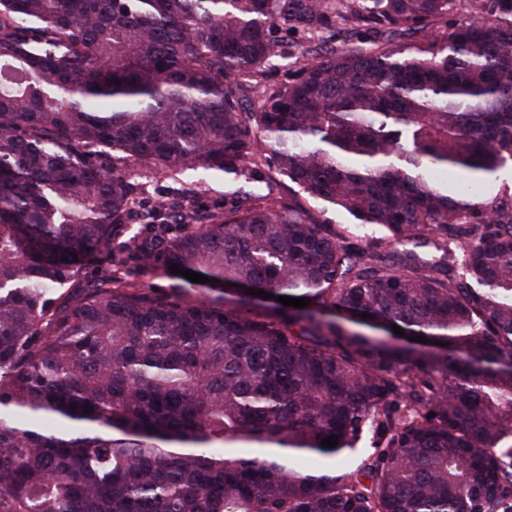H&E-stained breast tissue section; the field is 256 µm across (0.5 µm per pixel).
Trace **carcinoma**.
I'll return each instance as SVG.
<instances>
[{
    "instance_id": "obj_1",
    "label": "carcinoma",
    "mask_w": 512,
    "mask_h": 512,
    "mask_svg": "<svg viewBox=\"0 0 512 512\" xmlns=\"http://www.w3.org/2000/svg\"><path fill=\"white\" fill-rule=\"evenodd\" d=\"M510 164L512 0H0V512H512ZM137 181L141 185L144 196L160 198L167 195L170 187H179L180 184H195L196 175L193 171H186L180 177V183L175 184L164 177L154 175L148 170H142ZM240 189L252 191L254 188L253 184L230 181L224 179V175H217L201 187L197 201L199 205L207 209H224V198L229 199L233 192ZM112 255L121 260L132 276L141 283L144 288L163 294L171 291L174 285H188L184 276L172 274L171 270L163 266L161 262L144 259L127 243L112 245Z\"/></svg>"
}]
</instances>
